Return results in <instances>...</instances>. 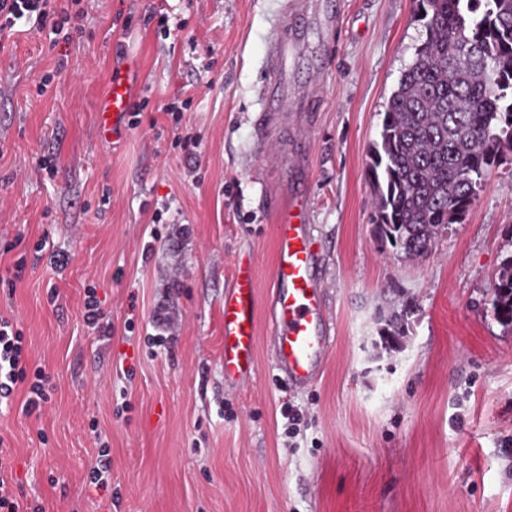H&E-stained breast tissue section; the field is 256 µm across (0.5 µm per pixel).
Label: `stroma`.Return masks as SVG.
I'll return each instance as SVG.
<instances>
[{"mask_svg": "<svg viewBox=\"0 0 512 512\" xmlns=\"http://www.w3.org/2000/svg\"><path fill=\"white\" fill-rule=\"evenodd\" d=\"M306 3L290 73L302 92L318 82L320 96L304 140L263 156L260 87L287 0H87L78 41L51 50L23 25L5 39L0 315L17 321L31 364L57 387L37 418L18 413L16 390L0 439L18 488L43 512H512V331L490 308L512 255V162L489 171L465 221L428 253L410 257L382 239L369 148L422 39L416 3ZM152 11L183 31L159 37L143 22ZM116 69L148 104L140 126L112 143L96 108ZM177 96L190 99L183 124L201 140L194 172L163 110ZM296 151L311 169L334 336L322 376L300 391L278 384L269 350L277 215L265 204L295 179ZM43 156L54 177L36 173ZM183 224L190 236L173 241ZM42 238L70 254L63 272L35 255ZM21 257L25 276L7 293ZM240 261L254 269L259 374L228 387L224 292ZM89 285L114 325L106 345L84 327ZM164 298L177 341L154 356L144 329ZM409 301L410 332L385 349L379 329ZM119 389L131 404L122 414ZM287 408L302 415L293 436ZM103 449L108 492L90 482Z\"/></svg>", "mask_w": 512, "mask_h": 512, "instance_id": "obj_1", "label": "stroma"}]
</instances>
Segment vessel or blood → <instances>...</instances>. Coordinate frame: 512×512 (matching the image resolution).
<instances>
[{"mask_svg":"<svg viewBox=\"0 0 512 512\" xmlns=\"http://www.w3.org/2000/svg\"><path fill=\"white\" fill-rule=\"evenodd\" d=\"M296 41V29L286 27L274 42L271 69L260 89L264 132H287L289 115L304 109L288 71ZM132 97L125 77L112 79L109 93L97 106L104 137L118 140L124 136ZM277 211L272 362L289 386L300 388L318 380L333 342L326 317L324 254L309 220L308 197L303 191L294 188L285 192ZM255 311L253 268L236 264L233 285L224 293L225 377L249 380L257 374Z\"/></svg>","mask_w":512,"mask_h":512,"instance_id":"1","label":"vessel or blood"}]
</instances>
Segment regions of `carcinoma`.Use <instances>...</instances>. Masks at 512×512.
Returning <instances> with one entry per match:
<instances>
[{
  "label": "carcinoma",
  "mask_w": 512,
  "mask_h": 512,
  "mask_svg": "<svg viewBox=\"0 0 512 512\" xmlns=\"http://www.w3.org/2000/svg\"><path fill=\"white\" fill-rule=\"evenodd\" d=\"M425 39L392 91L371 148L379 234L409 256L460 224L476 186L512 152V0H416ZM492 314L512 330V256ZM411 306L388 320L387 349L406 336Z\"/></svg>",
  "instance_id": "obj_1"
}]
</instances>
